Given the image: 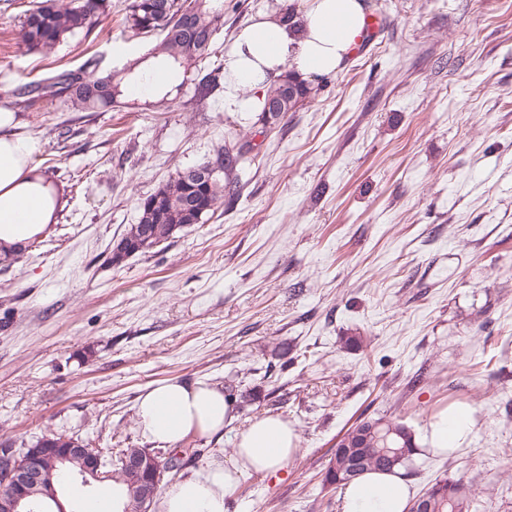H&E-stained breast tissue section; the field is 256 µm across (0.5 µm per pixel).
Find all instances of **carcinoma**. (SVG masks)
I'll return each mask as SVG.
<instances>
[{"instance_id": "obj_1", "label": "carcinoma", "mask_w": 512, "mask_h": 512, "mask_svg": "<svg viewBox=\"0 0 512 512\" xmlns=\"http://www.w3.org/2000/svg\"><path fill=\"white\" fill-rule=\"evenodd\" d=\"M111 7L110 0H35L25 11L21 22V38L30 51L51 53L57 46L80 34H89L94 19ZM194 15L189 29L181 28L186 12ZM127 29L135 35L158 33L161 41L152 50V58L179 75L199 69L191 101L204 102L220 88L221 67L208 64L214 35L224 27V0H131L125 17ZM145 73L139 64H128L120 73L104 72L100 60L91 55L76 69H61L35 81L20 83L11 91L5 109L35 112L39 102L62 99L79 112H105L123 96L130 81H141ZM317 89L285 70L267 80L264 102L276 104L270 118L278 120L295 112L314 98ZM248 143L237 149L218 148L215 158L205 164L177 172L161 182L140 202L137 223L130 225L118 242L127 249L146 253L170 239L191 224L201 223L204 216L215 212L235 196L233 182L227 178L239 164L249 161ZM210 169L214 175L200 181L195 172ZM192 200L195 206L181 203ZM79 436L67 431H51L37 438L38 448H68ZM416 445L414 433L402 421L387 416L367 419L352 425L336 443L325 473V482L343 485L366 471H390L412 463ZM129 446L120 450L112 468L102 462V480L118 482L124 487L123 512H140L137 489L140 478L123 468V458L140 453ZM56 485L70 486L75 495L84 493L67 469L53 473ZM427 512H470V488L460 477L446 475L421 494Z\"/></svg>"}]
</instances>
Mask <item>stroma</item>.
<instances>
[{
	"label": "stroma",
	"mask_w": 512,
	"mask_h": 512,
	"mask_svg": "<svg viewBox=\"0 0 512 512\" xmlns=\"http://www.w3.org/2000/svg\"><path fill=\"white\" fill-rule=\"evenodd\" d=\"M31 0H0V104L15 84L97 56L121 70L157 36L128 32L129 0L53 53L20 39ZM302 0H224L222 63L258 13ZM387 27L318 93L263 130L223 97L165 111L40 105L34 156L57 221L0 259V443L67 430L97 448L145 447L138 396L203 380L241 397L223 436L191 435L181 475L229 460L234 434L277 414L297 435L281 469L247 473L226 512H342L325 471L358 417L420 431L474 412L450 457L415 455L423 491L460 476L470 512H512V0H390ZM248 138L239 197L150 253L112 265L141 198ZM363 336L348 350L342 337Z\"/></svg>",
	"instance_id": "obj_1"
}]
</instances>
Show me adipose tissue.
Here are the masks:
<instances>
[{"instance_id":"1","label":"adipose tissue","mask_w":512,"mask_h":512,"mask_svg":"<svg viewBox=\"0 0 512 512\" xmlns=\"http://www.w3.org/2000/svg\"><path fill=\"white\" fill-rule=\"evenodd\" d=\"M296 22L276 13L260 14L240 30L224 60L225 97L242 111L261 107L269 76L292 70L303 81L343 68L366 17L361 0H303ZM20 118L0 113V254L19 252L56 219L58 192L34 162L33 138L12 133ZM142 436L173 447L191 433L212 436L235 419L222 386L204 381L165 380L150 385L137 402ZM472 412L457 407L435 415L415 443L440 456L456 453L469 438ZM296 451V433L274 414L256 418L235 437L233 459L207 475L188 477L162 495V512H224V500L246 472L283 467ZM413 495L396 472L368 471L344 488L343 512H406Z\"/></svg>"}]
</instances>
